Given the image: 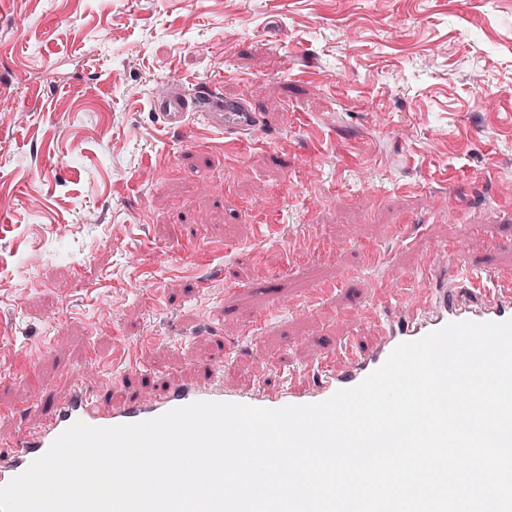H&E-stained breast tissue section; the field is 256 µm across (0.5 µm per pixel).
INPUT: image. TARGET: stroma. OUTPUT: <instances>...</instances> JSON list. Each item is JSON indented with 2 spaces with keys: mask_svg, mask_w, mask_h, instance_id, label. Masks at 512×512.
<instances>
[{
  "mask_svg": "<svg viewBox=\"0 0 512 512\" xmlns=\"http://www.w3.org/2000/svg\"><path fill=\"white\" fill-rule=\"evenodd\" d=\"M199 79L264 114L237 152L160 131L154 90ZM508 83L512 0H8L0 94L24 118L0 113V405L23 417L0 435L92 362L117 399L213 364L304 374L372 343L362 305L439 245L512 270ZM273 297L289 310L260 323Z\"/></svg>",
  "mask_w": 512,
  "mask_h": 512,
  "instance_id": "obj_1",
  "label": "stroma"
}]
</instances>
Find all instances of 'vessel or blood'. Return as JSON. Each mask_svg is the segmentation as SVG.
I'll list each match as a JSON object with an SVG mask.
<instances>
[{
    "label": "vessel or blood",
    "instance_id": "1",
    "mask_svg": "<svg viewBox=\"0 0 512 512\" xmlns=\"http://www.w3.org/2000/svg\"><path fill=\"white\" fill-rule=\"evenodd\" d=\"M160 125L171 132L203 127L224 137L262 123L247 98H225L218 84L195 82L161 85L150 99ZM392 287L381 288L364 307L366 322L377 331L369 348L347 347L348 360L338 364L334 353H322L305 384L289 380L275 385L228 386L221 372L205 377L177 379L162 389L144 390L129 401H115L98 385L95 375L69 381L65 390L37 407L31 426L16 438H0V485L24 472L54 440L77 421L95 427L137 423L197 401H218L276 409L324 401L335 392L359 384L381 367L401 342L416 340L451 322H502L512 319V272L473 270L444 248L434 249L412 270H392Z\"/></svg>",
    "mask_w": 512,
    "mask_h": 512
}]
</instances>
